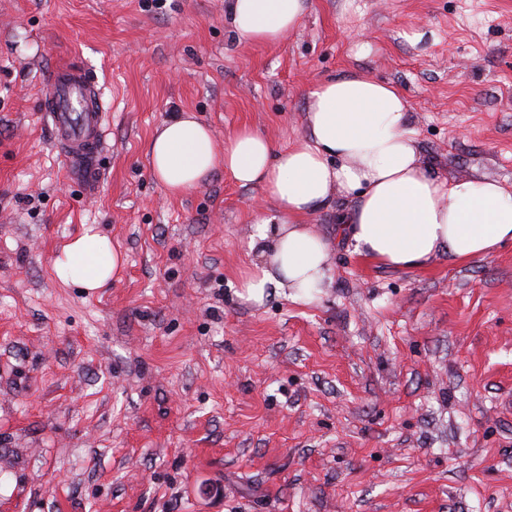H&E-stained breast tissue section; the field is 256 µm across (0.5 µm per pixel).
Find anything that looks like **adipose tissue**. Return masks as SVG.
<instances>
[{"mask_svg": "<svg viewBox=\"0 0 512 512\" xmlns=\"http://www.w3.org/2000/svg\"><path fill=\"white\" fill-rule=\"evenodd\" d=\"M240 42L274 44L302 22L305 0H229ZM409 103L393 85L356 73L318 82L308 92V136L275 147L241 127L216 147L212 130L191 114L151 137L150 171L179 197L221 170L243 187H260L277 210L255 222L258 260L242 298L262 304L270 291L310 299L328 278L330 243L306 217L332 196L352 199L344 216L356 253L397 270L445 254L469 262L512 242V190L489 179H448L424 164L408 126ZM125 263L111 238L85 231L54 263L59 279L94 291Z\"/></svg>", "mask_w": 512, "mask_h": 512, "instance_id": "adipose-tissue-1", "label": "adipose tissue"}]
</instances>
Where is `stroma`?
Masks as SVG:
<instances>
[{"instance_id":"obj_1","label":"stroma","mask_w":512,"mask_h":512,"mask_svg":"<svg viewBox=\"0 0 512 512\" xmlns=\"http://www.w3.org/2000/svg\"><path fill=\"white\" fill-rule=\"evenodd\" d=\"M227 0H0V512H512V243L396 270L331 243L314 298L242 300L260 188L182 197L149 169L188 112L223 145L307 132V91L396 86L431 170L512 185V0H307L274 45ZM111 105L101 175L68 178L41 109L59 60ZM125 254L94 292L54 261L86 229Z\"/></svg>"}]
</instances>
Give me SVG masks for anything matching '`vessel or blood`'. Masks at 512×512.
<instances>
[{
  "instance_id": "vessel-or-blood-1",
  "label": "vessel or blood",
  "mask_w": 512,
  "mask_h": 512,
  "mask_svg": "<svg viewBox=\"0 0 512 512\" xmlns=\"http://www.w3.org/2000/svg\"><path fill=\"white\" fill-rule=\"evenodd\" d=\"M40 92L56 144L72 163V179L84 191L94 190L106 132V109L96 82L85 69L62 64L46 75Z\"/></svg>"
}]
</instances>
